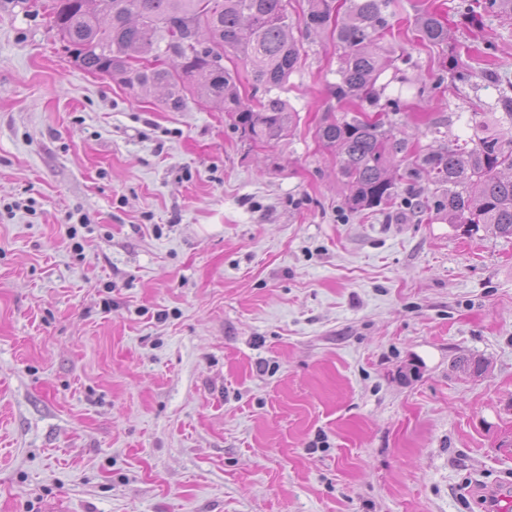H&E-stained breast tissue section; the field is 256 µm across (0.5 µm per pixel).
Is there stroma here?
<instances>
[{"label": "stroma", "mask_w": 512, "mask_h": 512, "mask_svg": "<svg viewBox=\"0 0 512 512\" xmlns=\"http://www.w3.org/2000/svg\"><path fill=\"white\" fill-rule=\"evenodd\" d=\"M426 3L450 42L421 40ZM394 0L378 109L413 154L512 97V17ZM0 0V512H479L512 496V239L354 214L314 138L343 52L303 37L288 139L72 64ZM454 59L469 83L457 86ZM485 358L471 377L455 357Z\"/></svg>", "instance_id": "stroma-1"}]
</instances>
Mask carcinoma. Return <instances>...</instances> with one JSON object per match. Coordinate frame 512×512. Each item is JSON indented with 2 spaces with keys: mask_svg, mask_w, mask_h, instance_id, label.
Instances as JSON below:
<instances>
[{
  "mask_svg": "<svg viewBox=\"0 0 512 512\" xmlns=\"http://www.w3.org/2000/svg\"><path fill=\"white\" fill-rule=\"evenodd\" d=\"M95 0H53V27L81 69L108 77L129 89L162 91L159 103L181 111L188 99L213 102L230 118L246 143L264 144L288 138L293 119L281 92L301 60L302 46L294 30L330 33L343 48L334 94L340 109L329 112L316 127L321 145L339 158L338 174L347 188L344 203L356 214L382 212L400 197L405 180L422 177L436 186L431 197H418L412 207L433 210L450 224L478 231L489 224L501 237L512 238V138L474 126L470 145L441 144L396 178L393 161L408 152L388 113L372 120L354 109L357 101L378 99L376 84L391 62L379 46L389 26L393 0H343L338 18L335 0H306L293 18L288 0H107L101 17L90 7ZM483 9L512 14V0H463L465 12ZM416 24L423 39L448 42V26L434 11L421 7ZM208 44L201 52L194 38ZM159 57L149 65L141 59ZM229 55L231 66L215 70L211 54ZM249 66L260 97L244 99L239 91L238 63ZM454 368L480 376L488 368L478 356L460 357Z\"/></svg>",
  "mask_w": 512,
  "mask_h": 512,
  "instance_id": "obj_1",
  "label": "carcinoma"
}]
</instances>
